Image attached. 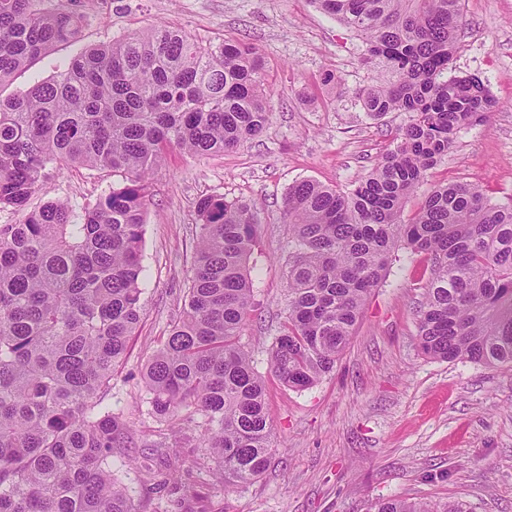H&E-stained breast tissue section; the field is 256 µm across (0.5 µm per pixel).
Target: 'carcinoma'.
<instances>
[{
    "instance_id": "1",
    "label": "carcinoma",
    "mask_w": 512,
    "mask_h": 512,
    "mask_svg": "<svg viewBox=\"0 0 512 512\" xmlns=\"http://www.w3.org/2000/svg\"><path fill=\"white\" fill-rule=\"evenodd\" d=\"M49 0H0V85L81 41L82 18ZM462 0H316L363 39L376 69L358 94L371 116L408 114L392 146L340 192L288 188L287 313L269 356L306 389L339 359L368 295L405 245L424 256L416 328L424 354L512 370V197L432 186L405 201L461 129L497 111L488 84L448 76ZM272 112L264 63L245 41L204 47L152 27L69 58L54 79L0 96V208H25L71 166L122 181L94 204L47 202L0 224V512H140L112 470L133 423L102 407L141 316L146 177L179 149L240 147ZM200 235L179 321L147 359L151 413L199 432L224 489L262 475L276 452L262 376L241 341L254 307L258 221L241 201L197 202ZM371 512H471L463 499H378Z\"/></svg>"
}]
</instances>
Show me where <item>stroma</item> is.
Wrapping results in <instances>:
<instances>
[{"label":"stroma","instance_id":"35a3bbf8","mask_svg":"<svg viewBox=\"0 0 512 512\" xmlns=\"http://www.w3.org/2000/svg\"><path fill=\"white\" fill-rule=\"evenodd\" d=\"M71 8L83 18L85 47L154 26L205 44L250 42L273 94L259 137L221 155L170 151L149 180L141 321L104 400L135 423L133 446L112 463L142 512H369L382 497H457L473 512H512V371L423 354L415 316L421 256L399 250L335 368L313 386L288 388L268 364L286 313L289 187L303 179L348 187L408 120L361 108L354 92L372 79L361 39L314 0H72ZM462 14L464 34L448 74L487 80L500 107L459 132L427 182H468L500 201L512 196V0H462ZM74 53H52L0 91L15 95L51 80ZM328 71L343 78L349 95L323 85ZM112 181L110 171L73 166L48 179L29 206L91 204ZM205 196L246 201L259 222L250 260L259 306L243 341L266 380L277 452L260 477L230 492L214 480L215 463L191 434L182 447L153 457L151 442L170 429L142 401L143 366L184 308L196 205Z\"/></svg>","mask_w":512,"mask_h":512}]
</instances>
